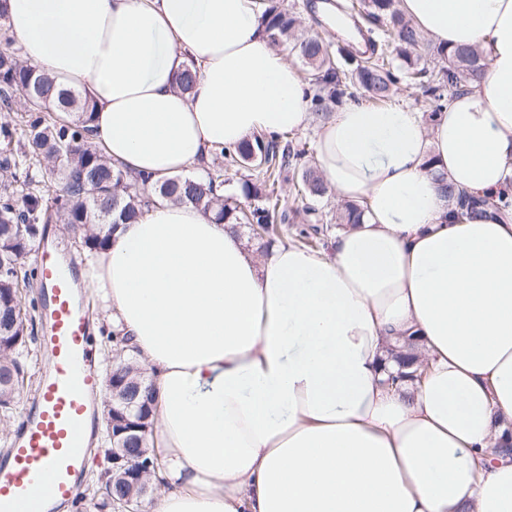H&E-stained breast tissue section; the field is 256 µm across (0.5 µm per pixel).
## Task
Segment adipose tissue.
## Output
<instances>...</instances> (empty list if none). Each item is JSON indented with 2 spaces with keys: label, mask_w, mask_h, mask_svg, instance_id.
Returning <instances> with one entry per match:
<instances>
[{
  "label": "adipose tissue",
  "mask_w": 512,
  "mask_h": 512,
  "mask_svg": "<svg viewBox=\"0 0 512 512\" xmlns=\"http://www.w3.org/2000/svg\"><path fill=\"white\" fill-rule=\"evenodd\" d=\"M486 58L446 112L351 100L314 159L364 207L319 254L157 202L83 254L154 389L148 512H512V0H402ZM259 0H6L23 60L94 102L92 139L156 178L313 121ZM195 84L182 91L179 76ZM416 358L401 375L398 355ZM441 190L448 197V205L457 210L461 216L473 217L485 214L488 209H501L512 206V195L501 194L495 198H475L457 192L447 182L442 183Z\"/></svg>",
  "instance_id": "obj_1"
}]
</instances>
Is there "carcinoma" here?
<instances>
[{
	"label": "carcinoma",
	"instance_id": "1",
	"mask_svg": "<svg viewBox=\"0 0 512 512\" xmlns=\"http://www.w3.org/2000/svg\"><path fill=\"white\" fill-rule=\"evenodd\" d=\"M346 11L372 25L368 32L375 27L380 29L393 57L379 63L348 51L341 64L331 46L321 39L311 37L297 42L294 49L307 67L305 80L313 89L312 107L316 112H325L328 103L339 104L343 97H353L360 91L372 102L382 103L390 99L399 83L406 81L423 89L431 118L442 112L465 83L485 67L484 57L475 48L448 52L441 49V68L430 71L422 66L421 56L415 51L425 43V36L404 17L396 0H360L340 7V12ZM263 23L275 44L294 37L296 18L275 3L264 12ZM25 94L36 96L38 107L28 108L29 119L23 128L17 129L9 122L0 124V142L5 143V150L0 152V170L6 177L0 184V413L5 416L12 412L17 396L10 381L27 371L24 354L29 327L18 288L22 283L30 285L34 278V270L27 268L26 260L43 234L39 224L42 197L29 192L32 164L45 161L56 168L52 207L89 249L101 246L119 225L136 219L143 206L163 199L193 203L204 212L213 213L220 223L258 224L263 229L258 240L269 246L278 241L280 225L290 220V214L315 211L310 202L327 192L305 146L291 142L282 145L261 136L224 151L229 162L244 163L262 175L259 182L246 181L242 186L246 198L259 202L248 213L233 198L220 194L224 181L218 174L175 175L152 183L147 177L131 178L90 140V101L74 89L56 86L48 75L21 63L12 51V41L6 37L0 46V109L11 108L13 99ZM294 161L302 162L297 195L305 206L290 212L274 192L282 171ZM441 190L448 197V204L466 217L512 206V195L508 194L475 198L446 182L441 184ZM361 213L360 204L347 203L336 214V223L356 224ZM116 376L140 386L138 402L152 400V386L133 359L126 358L124 365L107 371V386H112ZM106 408L108 422L114 411H136V407L127 406L119 390L109 392ZM151 425L148 413L137 422L140 432L135 447L141 449L146 461L150 459L147 441Z\"/></svg>",
	"mask_w": 512,
	"mask_h": 512
}]
</instances>
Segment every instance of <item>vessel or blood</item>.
Returning <instances> with one entry per match:
<instances>
[{
	"label": "vessel or blood",
	"mask_w": 512,
	"mask_h": 512,
	"mask_svg": "<svg viewBox=\"0 0 512 512\" xmlns=\"http://www.w3.org/2000/svg\"><path fill=\"white\" fill-rule=\"evenodd\" d=\"M49 358L11 447L0 455V512H55L76 494L95 431L101 384L76 267L49 248L36 258Z\"/></svg>",
	"instance_id": "vessel-or-blood-1"
}]
</instances>
